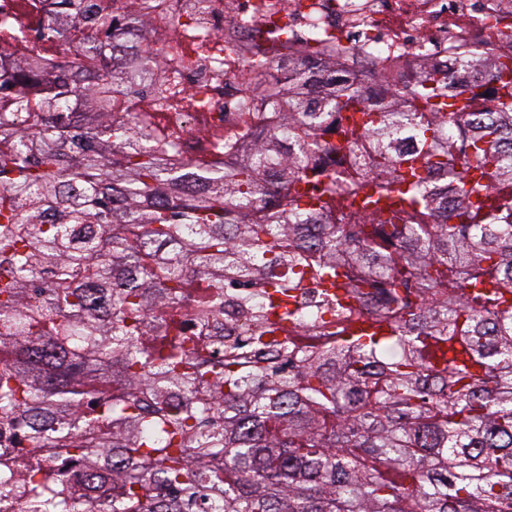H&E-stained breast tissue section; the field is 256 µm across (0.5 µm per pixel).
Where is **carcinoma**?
Segmentation results:
<instances>
[{
    "label": "carcinoma",
    "mask_w": 512,
    "mask_h": 512,
    "mask_svg": "<svg viewBox=\"0 0 512 512\" xmlns=\"http://www.w3.org/2000/svg\"><path fill=\"white\" fill-rule=\"evenodd\" d=\"M84 2L58 7L109 33L112 19ZM474 69L462 59L394 90L408 112L368 104L341 77L320 98L267 81L265 97L288 98V137L266 130L246 160L214 169L136 145L131 120L96 112L67 129L70 99L93 92L64 66L32 99L38 66L0 78V100L42 120L19 136L0 121V430L24 444L0 446V500L79 512L40 457L67 449L91 489L110 448L112 497L93 512H512V57L483 80ZM347 109L368 116L351 147L367 145L393 176L348 179L342 194H388L417 160L412 205L388 212L411 223L314 224L296 186L320 172L279 168L291 138L334 151L321 123ZM402 139L420 151L401 152ZM435 170L465 205L433 212ZM339 277L349 298L383 291L384 334L343 326L298 345L304 323L361 315L326 293L303 319L300 281ZM187 295L201 329L232 302L250 336L202 357L208 343L183 328ZM273 350L282 361L264 363Z\"/></svg>",
    "instance_id": "carcinoma-1"
}]
</instances>
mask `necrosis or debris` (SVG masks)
Here are the masks:
<instances>
[{"instance_id": "4bbe7bcc", "label": "necrosis or debris", "mask_w": 512, "mask_h": 512, "mask_svg": "<svg viewBox=\"0 0 512 512\" xmlns=\"http://www.w3.org/2000/svg\"><path fill=\"white\" fill-rule=\"evenodd\" d=\"M95 7L112 17V34L95 55L77 56L74 71L105 92L102 77L123 52L124 102L140 144L161 145L171 134L179 157L221 165L240 156L242 128L286 125V103L265 102L248 71L254 55L266 56L282 79L304 63L336 68L380 100L459 59L484 64L512 54L500 34L512 0H95ZM61 26L56 0H35L28 18L18 0H0V39L45 69L59 65L46 30ZM287 162L320 165L328 183L370 168L363 151L337 163L295 150Z\"/></svg>"}]
</instances>
